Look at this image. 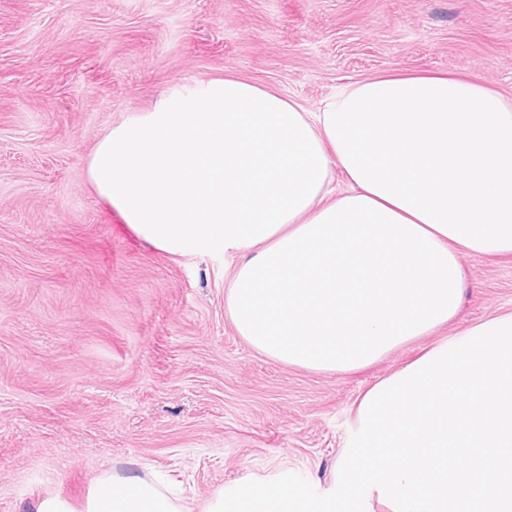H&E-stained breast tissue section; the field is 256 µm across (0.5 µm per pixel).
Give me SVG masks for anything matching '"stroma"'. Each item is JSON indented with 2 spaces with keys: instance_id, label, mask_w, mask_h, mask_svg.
I'll return each mask as SVG.
<instances>
[{
  "instance_id": "1",
  "label": "stroma",
  "mask_w": 512,
  "mask_h": 512,
  "mask_svg": "<svg viewBox=\"0 0 512 512\" xmlns=\"http://www.w3.org/2000/svg\"><path fill=\"white\" fill-rule=\"evenodd\" d=\"M422 71L512 100V0H0V512H81L135 463L196 508L290 473L331 493L367 389L512 313V256L464 251L428 335L344 374L277 362L227 314L238 257L153 248L87 181L98 140L177 83L232 73L314 111Z\"/></svg>"
}]
</instances>
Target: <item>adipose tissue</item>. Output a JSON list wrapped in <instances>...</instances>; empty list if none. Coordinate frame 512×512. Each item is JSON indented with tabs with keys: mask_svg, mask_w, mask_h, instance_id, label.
<instances>
[{
	"mask_svg": "<svg viewBox=\"0 0 512 512\" xmlns=\"http://www.w3.org/2000/svg\"><path fill=\"white\" fill-rule=\"evenodd\" d=\"M87 180L155 249L239 256L227 308L253 348L344 373L456 315L459 251L512 255V101L434 72L345 85L315 112L238 77L179 83L108 130ZM85 512L189 510L107 471Z\"/></svg>",
	"mask_w": 512,
	"mask_h": 512,
	"instance_id": "1",
	"label": "adipose tissue"
}]
</instances>
